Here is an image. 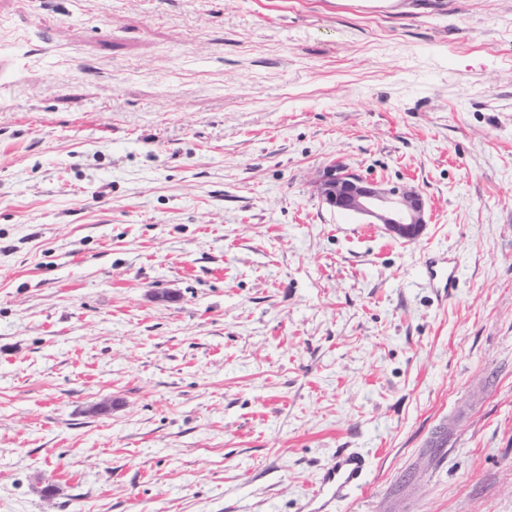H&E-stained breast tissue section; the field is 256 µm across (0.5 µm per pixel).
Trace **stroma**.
Segmentation results:
<instances>
[{
    "mask_svg": "<svg viewBox=\"0 0 512 512\" xmlns=\"http://www.w3.org/2000/svg\"><path fill=\"white\" fill-rule=\"evenodd\" d=\"M0 57V512H298L344 448L335 512H512V0H0ZM317 190L330 207L359 215L369 224H384L386 231L398 239H415L425 224V201L419 192L385 188L340 163L324 169ZM460 268L455 258H430L425 264L424 277L431 288H448L451 295L460 282Z\"/></svg>",
    "mask_w": 512,
    "mask_h": 512,
    "instance_id": "obj_1",
    "label": "stroma"
}]
</instances>
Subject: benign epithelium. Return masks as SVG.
I'll return each instance as SVG.
<instances>
[{
  "mask_svg": "<svg viewBox=\"0 0 512 512\" xmlns=\"http://www.w3.org/2000/svg\"><path fill=\"white\" fill-rule=\"evenodd\" d=\"M317 190L330 207L359 215L370 224H382L398 239H415L425 224V201L419 192L385 188L340 163L324 169Z\"/></svg>",
  "mask_w": 512,
  "mask_h": 512,
  "instance_id": "obj_1",
  "label": "benign epithelium"
}]
</instances>
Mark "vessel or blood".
Instances as JSON below:
<instances>
[{"mask_svg": "<svg viewBox=\"0 0 512 512\" xmlns=\"http://www.w3.org/2000/svg\"><path fill=\"white\" fill-rule=\"evenodd\" d=\"M424 277L430 287L455 290L460 282V268L456 259H428ZM366 463L356 453L340 452L335 464L323 472L320 486L301 504L300 512H333L337 501L359 489L365 480Z\"/></svg>", "mask_w": 512, "mask_h": 512, "instance_id": "b4317fda", "label": "vessel or blood"}]
</instances>
